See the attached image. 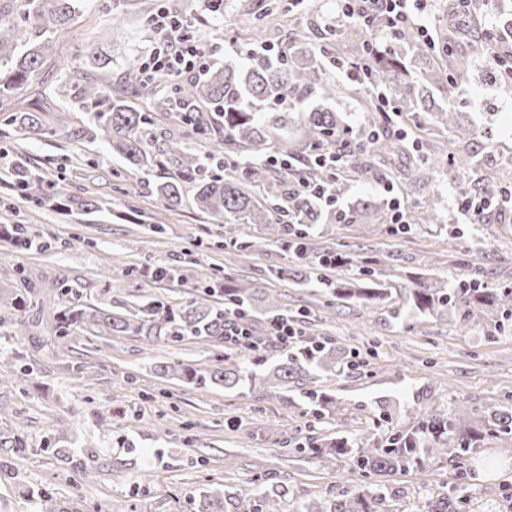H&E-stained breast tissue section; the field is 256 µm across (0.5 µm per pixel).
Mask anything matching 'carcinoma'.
Here are the masks:
<instances>
[{
	"instance_id": "1",
	"label": "carcinoma",
	"mask_w": 512,
	"mask_h": 512,
	"mask_svg": "<svg viewBox=\"0 0 512 512\" xmlns=\"http://www.w3.org/2000/svg\"><path fill=\"white\" fill-rule=\"evenodd\" d=\"M81 0H20L13 13L0 8V97H10L31 86L39 94H59L73 99L62 108L55 123L45 121L41 112L20 111L8 117L20 139L40 136L83 142L99 138L121 156L130 170L146 172L155 168L167 175L153 183L151 194L169 209L181 208L191 200L194 208L215 220L228 224H334L342 219L350 224L363 213L384 208L378 198L359 199L346 209H326L318 199L305 194L300 183H326L332 195L343 196L349 183L363 180L372 173L376 161L395 156L404 160L400 169L407 177L419 172L438 171L452 160L468 168V156L419 154L418 148L402 136L389 133L387 116L369 120L380 134L373 143L359 142L350 127L336 113L322 104V99L336 93V83L325 74L321 54L313 45L300 41L290 57L272 59L251 54L246 70L217 66L201 79L163 82L170 88L165 95L147 91L144 109L128 104L125 91L139 85V67L131 62L122 81L112 83L111 75L87 76L92 67L105 65L98 51L87 50L85 60L63 68L58 87L38 82L44 59L52 53L57 36L76 20ZM343 34L365 46L360 64L365 67L373 86L389 94L396 112H424L433 122L451 133L449 144L458 145L473 136V130L457 117L454 99L463 85L470 82L472 59L452 49L454 33L439 27L433 40L416 45L417 55L429 61L424 73L414 75L402 59L366 45L368 31L348 26ZM434 85L447 95L440 106L429 94ZM91 112L78 125L66 114ZM175 114L184 129L180 138H166L158 133L153 114ZM347 147L350 159L336 179L326 169L310 160L319 148ZM293 155L299 161L295 169L272 173L270 158ZM14 191L35 205L60 204L66 195L65 179H48L24 157L10 162ZM440 202L428 198L414 213L417 224H436ZM11 245L23 250L28 245L26 230L15 224L7 229ZM298 264L269 268L266 276L279 281L316 282L331 290L337 300H352L363 306L385 305L391 292L377 278L379 267L389 257L364 254L350 258L337 251L313 255L304 241L292 242ZM224 292V306L213 303L214 295ZM77 292L61 287L56 296L64 305L56 316V336H68L76 330L90 329L104 334H132L145 346L174 343L192 336L216 348L224 343V311L251 309L255 291L226 285L203 286L197 298L183 306L161 301L138 304L123 313L109 308L78 303ZM404 302L418 316L439 318L445 312H457L459 321L471 325L490 306L512 310V288L477 287L475 280H460L451 287L440 282L419 279L405 292ZM15 313L0 318V327L21 334L28 330L27 299L23 294L11 298ZM336 366V355L326 343L312 337L306 345L273 359L267 372L258 374L242 361L224 358V364L202 370L193 364L161 365L159 372L175 376L187 384H222L226 387H252L258 383H296L302 377ZM305 397L320 410L336 411V404L325 394L309 388ZM489 441L506 444L504 453H512V411L489 409L478 425L453 414L418 410L416 425L397 429L384 444L371 448L347 437H306L295 452L331 467L342 458L350 471L365 476L397 470L424 469L431 466L430 455H441L458 471L459 483L425 502L423 512H483L468 494V479L475 475L473 465L480 448ZM292 495L284 482L264 478L256 483L253 496L241 499L226 490L207 487L194 501V512H285ZM324 502H308L296 512H390L380 487L345 488L327 492Z\"/></svg>"
}]
</instances>
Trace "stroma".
I'll return each instance as SVG.
<instances>
[{
  "mask_svg": "<svg viewBox=\"0 0 512 512\" xmlns=\"http://www.w3.org/2000/svg\"><path fill=\"white\" fill-rule=\"evenodd\" d=\"M150 12L170 10L199 17L196 37L212 65L246 68L262 46L282 49L303 37L326 46L328 60L354 61L359 45L340 36L336 0H306L288 12L286 0H224L221 13L209 0H148ZM113 0H82L79 17L54 43L40 81L56 83L60 67L86 44L99 48L120 77L129 58L140 55L154 37L144 12L112 22ZM257 24L260 36L241 40V21ZM331 76L344 85L329 100L337 117L352 127L366 121L375 91ZM455 105L462 122L474 128L466 145L475 167L453 177L425 172L421 181L394 177V164L379 168L368 181L351 183L343 197L351 203L367 195L383 201L398 197L413 210L429 193L440 192V224L405 223L390 230L388 218H360L354 224H323L315 249L360 253L377 249L395 257L381 278L393 290L391 304L358 306L330 302L314 284L267 282L271 267L295 263L294 254L269 240L261 224H222L192 206L166 209L147 197L151 175L127 171L104 141L76 143L29 140L22 153L51 179L65 178L72 195L70 215L37 208L20 199L0 202L1 224H26L42 237L41 248L13 249L0 239V315L25 274L41 294L27 309L30 330L17 336L0 329V362L17 370L0 382V435L23 434L26 451L0 448V512H41L48 494L68 512H192L193 498L206 486H225L239 497L253 493L257 476L286 481L291 505L324 498L331 486L372 483L387 489L395 512H421L426 495L454 481L447 463L428 472L397 471L369 478L343 467L325 468L293 453L294 443L318 434L344 431L375 443L393 428L415 425V394L427 396L437 411L481 413L487 407L512 408V314L492 310L483 323L461 328L455 314L441 318H394L408 286L407 273L442 283L480 275L490 288L512 285V207L486 211L485 223L459 209L460 189L491 177L512 190V92L496 81L490 60L474 56L470 83ZM110 200L108 214L83 211L88 191ZM265 237L262 252L242 253L228 243ZM175 265L174 281H149L142 269ZM218 279L246 288L275 292L289 314L317 324L322 339L336 342V367L319 383L339 405L318 417L299 388L264 384L229 389L194 386L158 375L163 362L212 364L214 350L193 338L144 348L129 335L78 331L59 338L52 331L61 283L78 288L85 303L131 307L148 300L172 305L189 302L199 281Z\"/></svg>",
  "mask_w": 512,
  "mask_h": 512,
  "instance_id": "stroma-1",
  "label": "stroma"
}]
</instances>
